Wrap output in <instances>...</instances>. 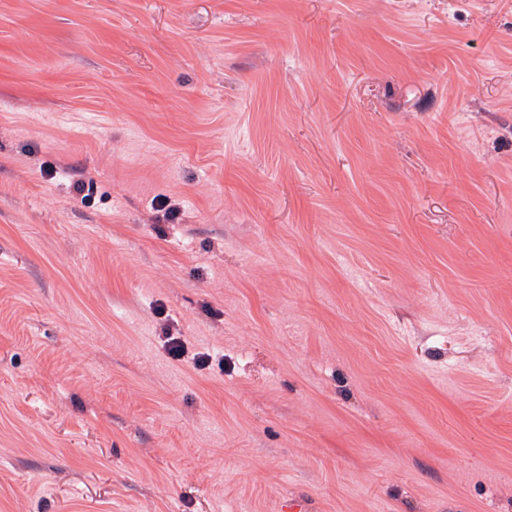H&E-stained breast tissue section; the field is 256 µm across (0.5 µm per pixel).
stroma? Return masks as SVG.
I'll list each match as a JSON object with an SVG mask.
<instances>
[{
	"instance_id": "1",
	"label": "stroma",
	"mask_w": 512,
	"mask_h": 512,
	"mask_svg": "<svg viewBox=\"0 0 512 512\" xmlns=\"http://www.w3.org/2000/svg\"><path fill=\"white\" fill-rule=\"evenodd\" d=\"M295 502L512 512V0H0V512Z\"/></svg>"
}]
</instances>
